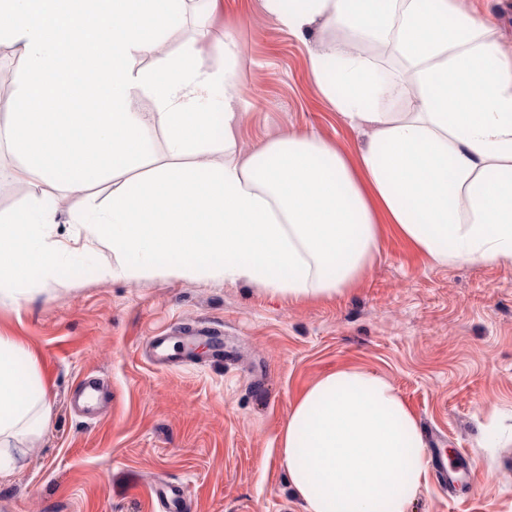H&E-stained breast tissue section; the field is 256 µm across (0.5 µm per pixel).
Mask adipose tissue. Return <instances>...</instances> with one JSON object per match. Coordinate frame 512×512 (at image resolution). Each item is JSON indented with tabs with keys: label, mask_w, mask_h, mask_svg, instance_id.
<instances>
[{
	"label": "adipose tissue",
	"mask_w": 512,
	"mask_h": 512,
	"mask_svg": "<svg viewBox=\"0 0 512 512\" xmlns=\"http://www.w3.org/2000/svg\"><path fill=\"white\" fill-rule=\"evenodd\" d=\"M169 0H0V41L26 69L0 123L18 173L57 184H112L91 231L118 258L112 275L163 270L247 280L292 301L351 290L393 227L433 263L512 262V44L460 0H262L296 35L316 25L346 37L310 51L309 71L350 127L370 131L357 158L313 133L239 146L233 65L205 66L196 43L164 52ZM363 40L383 44L401 72L380 75ZM157 56L160 70L135 66ZM224 99L208 103L215 89ZM150 117L127 109L136 90ZM391 101L388 110L380 101ZM162 131L167 154L153 160ZM222 149L224 161L208 155ZM54 211L0 214V297L52 275ZM25 348L0 336V479L12 442L43 432L50 407ZM417 419L383 377L339 368L293 407L281 452L305 512H407L426 478Z\"/></svg>",
	"instance_id": "1"
}]
</instances>
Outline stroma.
Segmentation results:
<instances>
[{
	"label": "stroma",
	"mask_w": 512,
	"mask_h": 512,
	"mask_svg": "<svg viewBox=\"0 0 512 512\" xmlns=\"http://www.w3.org/2000/svg\"><path fill=\"white\" fill-rule=\"evenodd\" d=\"M236 40L240 147L313 133L349 154L367 137L349 128L318 92L308 54L336 39L279 28L261 0H186L164 33L168 51L203 37L204 63L224 65L222 34ZM0 151V213L25 208L30 182ZM111 187H47L59 224L50 240L66 252L51 277L26 283L22 301L0 300V336L35 359L51 412L43 435L16 440L15 471L0 481V512H160L143 493L184 483L192 512H305L290 486L281 434L294 403L339 367L387 379L415 414L427 447L449 465L475 461L470 491L448 497L434 477L409 512H512V263L439 266L391 228L380 255L349 293L291 302L247 281L159 274L101 276L116 256L70 211L104 209ZM221 329L223 365L158 369L151 337L198 323ZM90 374L112 388L94 419L68 398Z\"/></svg>",
	"instance_id": "obj_1"
}]
</instances>
